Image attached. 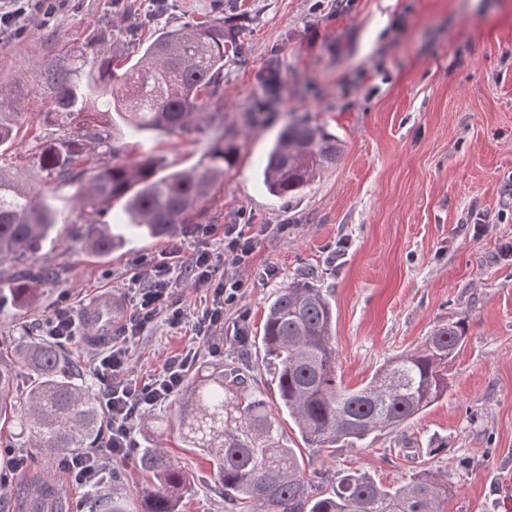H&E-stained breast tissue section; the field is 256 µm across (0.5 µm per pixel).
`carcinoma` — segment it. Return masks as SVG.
Segmentation results:
<instances>
[{"instance_id": "carcinoma-1", "label": "carcinoma", "mask_w": 512, "mask_h": 512, "mask_svg": "<svg viewBox=\"0 0 512 512\" xmlns=\"http://www.w3.org/2000/svg\"><path fill=\"white\" fill-rule=\"evenodd\" d=\"M115 33L125 35L128 56L96 57L90 64L80 51L40 71L53 91L51 111L74 132L37 145L36 190L0 166V266L28 259L55 230L58 210L45 199L48 193L75 188L69 201L90 221L87 247L105 258L127 242L102 220L112 207L120 205L125 225L143 237L172 234L183 224L201 223L213 190L233 166L236 146L224 129V113L208 111L209 100L224 94L227 48L241 51L239 33L224 21V0L198 5L195 21L180 28L135 18L100 37ZM114 114L136 132L190 136L207 127L217 129V136L190 170L162 175L161 159L152 153L105 163L99 149L108 146ZM15 136L9 116L0 112V148L11 146ZM339 152L338 138L324 128L288 124L270 147L263 182L277 196L302 192ZM35 276H45V270L27 267L10 278L15 306L35 302ZM466 322L460 317L437 325L420 346L349 389L337 377L331 304L322 289L297 281L269 304L262 346L273 360L279 406L309 447L331 455L339 445L353 447L401 426L448 393L447 366L465 342ZM10 351L9 357L0 348V435L17 424L49 457L100 437L98 396L79 382L59 345L30 336ZM19 363L33 376L21 393L15 386ZM178 419L183 441L207 457L214 488L239 512H441L442 501L454 492L448 480L423 470L394 490L347 473L332 491L312 495L303 461L283 441L263 393L236 368L195 374L179 399ZM137 462L152 476L138 512H180L191 473L161 446L137 449ZM96 508L129 512L115 493L96 499Z\"/></svg>"}]
</instances>
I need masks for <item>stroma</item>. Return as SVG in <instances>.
I'll list each match as a JSON object with an SVG mask.
<instances>
[{
  "label": "stroma",
  "instance_id": "obj_1",
  "mask_svg": "<svg viewBox=\"0 0 512 512\" xmlns=\"http://www.w3.org/2000/svg\"><path fill=\"white\" fill-rule=\"evenodd\" d=\"M149 3L59 0L54 17L33 14L23 36L0 34V83L14 92L0 110L20 115L0 161L21 180L38 179L37 142L68 133L50 111L40 68L76 50L123 54L124 41L100 40L98 29L126 26L127 6ZM224 15L239 26L248 61L228 57L224 96L208 106L223 113L238 150L203 221L221 226L241 217L269 230L257 238L248 288L238 309L225 313L219 344L193 336L190 324L157 322L129 345L134 377L160 376L192 346L196 369L249 370L277 404L263 324L279 289L305 273L331 302L338 372L351 388L420 345L436 325L467 317L447 394L401 428L326 456L305 447L287 412L278 419L315 492L356 470L397 488L425 468L455 487L442 512H504L512 481V0H224ZM272 70L279 85L271 95L265 79ZM295 120L336 134L341 151L309 188L280 198L266 191L260 171L272 140ZM206 138H158L119 125L111 143L117 160L153 151L176 171L200 161ZM70 193L55 194L59 225L33 259L53 276L40 281L32 308L0 302V337L37 330L60 302L78 314L100 293L124 295L122 282L142 257L174 252L186 260L220 245V235L181 230L157 239L133 235L109 257L93 256L86 217L72 208ZM280 224L287 233L277 232ZM270 266L277 274L268 278ZM238 323L247 343L233 334ZM176 421L171 400L136 424L135 438L147 446L154 425L164 424V448L194 476L182 512H229L206 487L209 461L183 447ZM440 441L447 451L430 452ZM62 463L47 459L15 479L31 486L49 479L72 512H91L90 488L70 484Z\"/></svg>",
  "mask_w": 512,
  "mask_h": 512
}]
</instances>
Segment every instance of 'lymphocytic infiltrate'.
<instances>
[{"instance_id": "f902f5d3", "label": "lymphocytic infiltrate", "mask_w": 512, "mask_h": 512, "mask_svg": "<svg viewBox=\"0 0 512 512\" xmlns=\"http://www.w3.org/2000/svg\"><path fill=\"white\" fill-rule=\"evenodd\" d=\"M254 250L255 238L250 235L248 225L235 223L224 227L223 255L203 250L186 262L140 259L144 273L132 276L127 283L130 312L121 335L93 360V375L107 418L106 454L68 457L64 466L70 482L91 484L105 461L129 458L136 446V420L178 394L186 370L196 360V349H186L168 364L162 376L139 381L129 372L130 342L142 336L158 319H165L172 327L182 324L186 313L175 295L187 281L211 295L210 306L193 320L195 336L202 339L217 336L224 328L225 309L239 306L244 298L246 283L240 272L251 267Z\"/></svg>"}]
</instances>
